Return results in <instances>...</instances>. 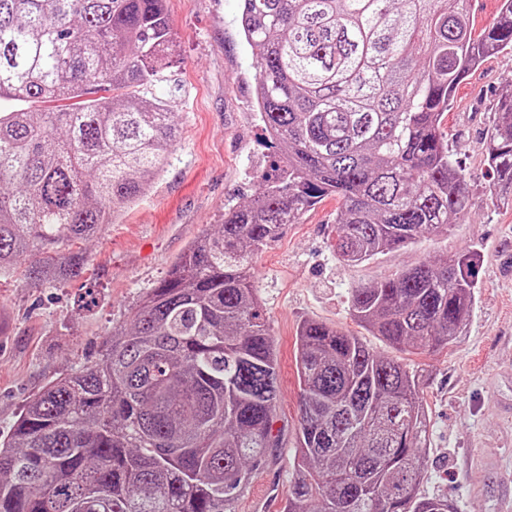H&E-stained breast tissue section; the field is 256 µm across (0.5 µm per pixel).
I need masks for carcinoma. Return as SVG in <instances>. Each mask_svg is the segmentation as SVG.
<instances>
[{"mask_svg":"<svg viewBox=\"0 0 512 512\" xmlns=\"http://www.w3.org/2000/svg\"><path fill=\"white\" fill-rule=\"evenodd\" d=\"M254 99L288 176L262 179L193 242L102 359L49 382L0 442V512H224L274 446L278 353L254 255L324 199L340 201L336 257L356 266L468 206L441 125L459 80L512 54V0L477 27L469 0H241ZM173 34L165 0H0V274L85 273V240L143 199L169 165L175 112L152 94ZM100 97H93L95 93ZM512 192V93L486 141ZM467 255L354 288V320L393 348L437 351L473 311ZM294 481L284 512H456L421 491L429 412L419 375L334 326L300 322Z\"/></svg>","mask_w":512,"mask_h":512,"instance_id":"1","label":"carcinoma"}]
</instances>
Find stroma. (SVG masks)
Instances as JSON below:
<instances>
[{
    "label": "stroma",
    "instance_id": "stroma-1",
    "mask_svg": "<svg viewBox=\"0 0 512 512\" xmlns=\"http://www.w3.org/2000/svg\"><path fill=\"white\" fill-rule=\"evenodd\" d=\"M241 0H168L176 42L170 79L156 87L179 123L170 166L152 192L81 247L87 274L59 284L30 283L28 253L0 278V436L23 405L50 381L99 360L114 327L156 285L198 236L214 231L224 211L254 195L261 177L285 167L259 121L252 90L253 53L238 26ZM512 86V55L498 54L457 86L442 129L470 196L448 235H425L369 262L348 266L333 250L338 201L326 199L255 259L254 286L278 349V445L252 470L224 512H284L300 418L294 359L296 329L314 319L388 353L352 318L351 288L443 256L472 253L479 269L472 317L448 348L409 354L429 408L426 493L459 512H500L503 476H512V206L493 188L485 142L500 96Z\"/></svg>",
    "mask_w": 512,
    "mask_h": 512
}]
</instances>
